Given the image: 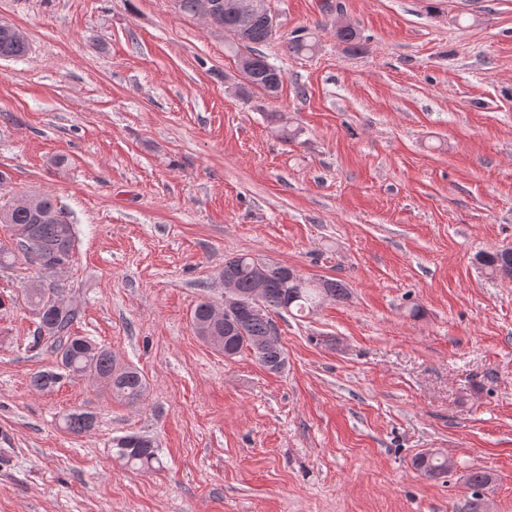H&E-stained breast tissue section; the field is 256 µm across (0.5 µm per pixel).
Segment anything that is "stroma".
Wrapping results in <instances>:
<instances>
[{"instance_id":"35a3bbf8","label":"stroma","mask_w":512,"mask_h":512,"mask_svg":"<svg viewBox=\"0 0 512 512\" xmlns=\"http://www.w3.org/2000/svg\"><path fill=\"white\" fill-rule=\"evenodd\" d=\"M269 7L285 80L246 100L223 31L171 0H0L31 46L0 60L6 197L69 213L77 332L149 384L136 405L34 389L54 358L21 290L41 272L0 269V512H471L474 470L483 512H512V282L475 260L512 248V0ZM299 27L314 53L287 51ZM239 253L349 292L276 314L277 374L191 322ZM77 409L93 431L64 429ZM130 432L162 468L113 458ZM427 450L452 469L420 476Z\"/></svg>"}]
</instances>
